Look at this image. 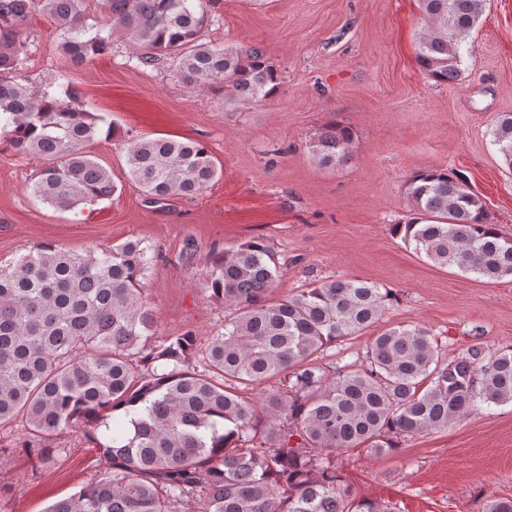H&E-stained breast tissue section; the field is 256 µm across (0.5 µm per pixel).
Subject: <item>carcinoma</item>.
<instances>
[{
    "mask_svg": "<svg viewBox=\"0 0 512 512\" xmlns=\"http://www.w3.org/2000/svg\"><path fill=\"white\" fill-rule=\"evenodd\" d=\"M424 24L416 62L437 84L457 83L467 39L485 0H419ZM101 14L86 24L91 9ZM58 31L75 65L112 54L124 34L152 64L167 55L195 88H224V108L275 97L281 76L258 44L200 41L207 0H0V122L22 154L47 161L30 187L37 201L80 213L112 199V170L88 151L113 124L28 85L23 73L33 22ZM512 167V113L492 129ZM355 133L342 122L310 139L321 168L346 166ZM145 202L192 198L220 176L199 140L141 137L126 147V172ZM409 217L393 234L439 267L478 279L512 276V238L499 232L466 177L420 169L406 181ZM158 253L139 239L73 251L43 244L0 263V425L20 419L24 447L43 456L63 429L83 434L111 468L46 512H386L360 497L336 453L384 455L398 439L512 403V349L474 344L450 360L425 327L397 325L372 337L362 357L328 376L323 352L378 323L396 297L355 278L316 280L271 300L277 254L252 237L211 254L205 290L228 310L205 365L192 367L196 334L156 336L143 280ZM279 379L262 402L236 386Z\"/></svg>",
    "mask_w": 512,
    "mask_h": 512,
    "instance_id": "obj_1",
    "label": "carcinoma"
}]
</instances>
